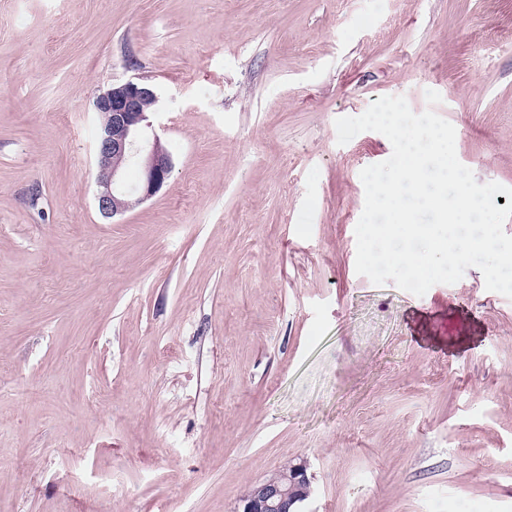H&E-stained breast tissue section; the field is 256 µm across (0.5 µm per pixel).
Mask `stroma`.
<instances>
[{
  "instance_id": "obj_1",
  "label": "stroma",
  "mask_w": 512,
  "mask_h": 512,
  "mask_svg": "<svg viewBox=\"0 0 512 512\" xmlns=\"http://www.w3.org/2000/svg\"><path fill=\"white\" fill-rule=\"evenodd\" d=\"M144 77L174 168L103 218L90 102ZM512 187V0H0V512H512V299L355 270L335 121L426 90ZM311 479L305 462L290 463L254 484L233 512H290L310 497Z\"/></svg>"
}]
</instances>
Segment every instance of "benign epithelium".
<instances>
[{
	"mask_svg": "<svg viewBox=\"0 0 512 512\" xmlns=\"http://www.w3.org/2000/svg\"><path fill=\"white\" fill-rule=\"evenodd\" d=\"M146 101L157 102L154 87L137 77L115 84L98 94L94 111L107 115L100 128L95 158L97 207L102 217L121 215L133 206L155 195L167 182L173 169L171 154L158 136L148 137L144 128L150 126ZM135 163L142 177L131 198L125 190V165ZM311 479L306 463H290L270 477L254 484L240 498L234 512H291L311 495Z\"/></svg>",
	"mask_w": 512,
	"mask_h": 512,
	"instance_id": "benign-epithelium-1",
	"label": "benign epithelium"
}]
</instances>
